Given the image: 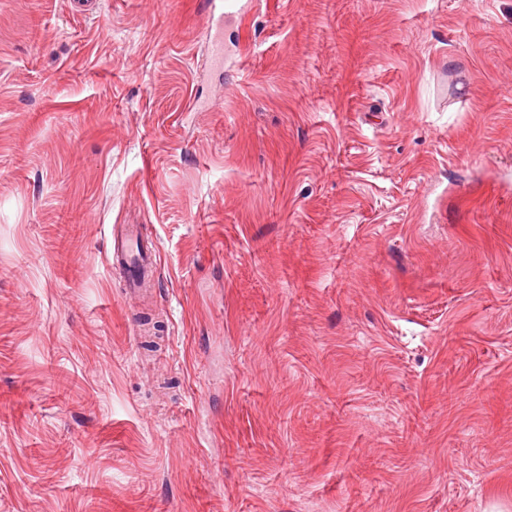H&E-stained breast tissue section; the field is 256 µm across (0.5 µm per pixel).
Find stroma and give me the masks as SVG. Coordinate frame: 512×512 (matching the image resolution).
Masks as SVG:
<instances>
[{"instance_id": "obj_1", "label": "stroma", "mask_w": 512, "mask_h": 512, "mask_svg": "<svg viewBox=\"0 0 512 512\" xmlns=\"http://www.w3.org/2000/svg\"><path fill=\"white\" fill-rule=\"evenodd\" d=\"M208 39L0 0V512H512V0ZM138 227L136 225H127L122 231L112 229V257L120 265L122 261L128 262L133 254H137L138 245L135 244L138 238Z\"/></svg>"}]
</instances>
